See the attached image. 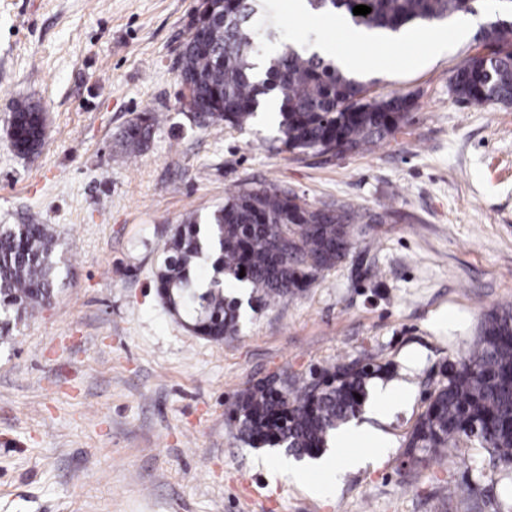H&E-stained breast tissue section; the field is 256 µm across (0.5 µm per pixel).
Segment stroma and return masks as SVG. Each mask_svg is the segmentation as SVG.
I'll use <instances>...</instances> for the list:
<instances>
[{"label":"stroma","instance_id":"stroma-1","mask_svg":"<svg viewBox=\"0 0 512 512\" xmlns=\"http://www.w3.org/2000/svg\"><path fill=\"white\" fill-rule=\"evenodd\" d=\"M273 0L277 39L326 35L362 60L371 95L413 94L393 137L341 154L274 149L276 128L198 125L181 108L177 56L198 0H0V224H49L60 259L51 304L10 316L0 340V512H512V478L466 445L426 465L406 439L473 350L485 316L512 306V106L470 107L449 90L481 51L458 13L410 27L392 50L352 43L353 22L296 17ZM47 117L42 147L14 151L15 103ZM162 115L148 146L121 135ZM248 183L314 207L370 215L346 259L307 288L246 311L213 342L168 313L155 272L175 227ZM387 366L369 394L403 402L357 424L386 444L312 494L272 477L277 447L241 443L227 411L278 373L356 359ZM158 123V118L152 114L140 116L132 123L123 136V146L127 155H135L143 151L152 136V131Z\"/></svg>","mask_w":512,"mask_h":512}]
</instances>
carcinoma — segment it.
<instances>
[{"mask_svg":"<svg viewBox=\"0 0 512 512\" xmlns=\"http://www.w3.org/2000/svg\"><path fill=\"white\" fill-rule=\"evenodd\" d=\"M474 0H308L313 12L345 13L358 26L397 31L472 13ZM357 5L371 12L353 14ZM259 0H222L220 16L187 39L180 56L181 77L192 85L197 116L232 128L248 125L266 96L279 102V150L342 153L377 143L406 124L414 102L408 95L367 96L365 84L318 54L286 46L269 60L264 78L253 74L254 59L266 54L273 22ZM484 52L460 65L450 80L462 103L482 107L512 105V30L494 23L481 32ZM16 125L33 130L30 150L45 139V118L26 103L12 114ZM158 118L140 116L123 136L125 153L143 151ZM366 216L350 205L313 208L296 193L274 185L239 188L202 229L187 216L169 240L156 271V287L165 308L185 317L184 324L221 342L234 334L242 306L250 309L295 294L317 275L342 262L351 247L354 225ZM56 241L52 229L37 220L0 225V311L21 314L50 303L54 296ZM215 257L213 276L192 274L198 261ZM245 276H239V273ZM251 288L247 302L224 297L223 280ZM385 367L356 368L342 363L299 383L259 382L237 393L227 413L237 438L259 448L278 447L295 456H315L340 425L360 414L370 379ZM447 382L429 397L407 442L415 463L427 462L447 448L469 441L478 429L502 469L512 468V307L488 314L476 348L445 369Z\"/></svg>","mask_w":512,"mask_h":512,"instance_id":"carcinoma-1","label":"carcinoma"}]
</instances>
